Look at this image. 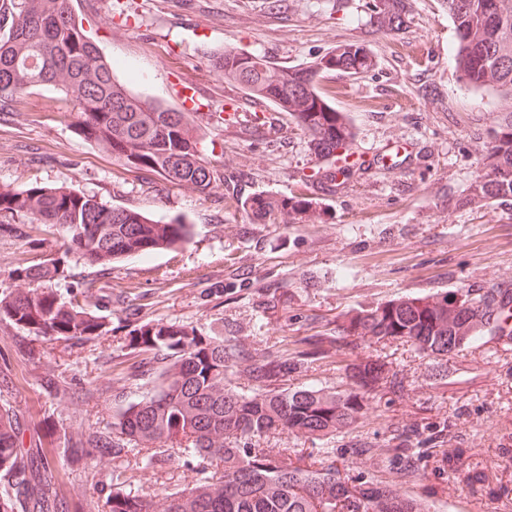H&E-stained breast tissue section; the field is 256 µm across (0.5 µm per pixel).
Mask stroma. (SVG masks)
I'll use <instances>...</instances> for the list:
<instances>
[{"mask_svg": "<svg viewBox=\"0 0 512 512\" xmlns=\"http://www.w3.org/2000/svg\"><path fill=\"white\" fill-rule=\"evenodd\" d=\"M372 0H73L74 13L117 65L132 93L174 104L177 76L203 85L212 111L251 102L225 82L214 63L243 49L295 67L347 42L366 44L373 65L357 77L332 74L319 89L351 120L362 161L335 192L318 181L328 164L288 113L265 133L209 126L227 182L204 195L149 171H127L102 147L82 140L71 117L44 87L25 112L0 115V186H66L110 207L134 209L166 224L194 226L175 248L106 266L65 256L56 228L18 219L0 223V293L14 289L15 269L52 258L64 275L50 281L65 299L102 316L106 331L88 341L35 336L0 321V406L15 411L26 433L44 416L67 426L108 428L123 379L139 357L129 332L144 321H171L203 336L224 332L250 354L288 358L292 338L336 331L350 309L440 289L512 284V199L489 201L471 187L487 166L491 138L511 104L458 79L454 25L438 0H409L407 27L368 34ZM111 24H103L106 10ZM302 193L314 201L302 220L256 224L241 198ZM402 371L406 395L371 401L357 428L322 442L270 435L255 448L305 449L353 478L379 476L433 504L437 512H512V347L489 340L462 347L455 369L432 385L427 360L409 346H341L316 356L290 387L346 384L344 366L377 359ZM54 375L59 390L40 388ZM445 425L418 472L403 476L348 454L351 441L388 444L406 427ZM138 452L116 465L62 470L61 496L78 492L85 512H106L113 471L133 490L182 488L197 473L176 461L141 468Z\"/></svg>", "mask_w": 512, "mask_h": 512, "instance_id": "35a3bbf8", "label": "stroma"}]
</instances>
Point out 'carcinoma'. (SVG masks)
<instances>
[{
  "instance_id": "1",
  "label": "carcinoma",
  "mask_w": 512,
  "mask_h": 512,
  "mask_svg": "<svg viewBox=\"0 0 512 512\" xmlns=\"http://www.w3.org/2000/svg\"><path fill=\"white\" fill-rule=\"evenodd\" d=\"M454 24L456 68L465 85L492 90L512 100V0H441ZM407 0H374L366 25L373 32H399ZM372 66L364 44L339 45L307 65L285 70L258 53L224 51L218 70L254 99L293 116L315 153L334 162L336 148L351 147L347 117L317 91L327 73L363 74ZM57 90L59 109L75 118L83 138L103 143L128 168L148 169L165 179L208 192L224 185V165L205 157L207 134L183 112L129 93L113 75L112 61L73 18L71 0H0V112H23L35 90ZM488 199L512 198V111L489 150L488 172L473 186ZM258 224H275L309 210L311 199L261 195L240 200ZM28 217L32 224L59 227L69 251L106 265L135 254L173 248L192 238L182 218L156 224L141 213L112 208L65 186H0V218ZM60 275L59 261L23 266L15 279L26 284L0 295V320L36 336L90 340L102 334V317L40 287ZM500 289L436 291L423 296L360 306L343 316L337 335L351 344L411 347L431 363V377H448L454 352L481 342L488 333ZM337 339L301 340L293 360L246 355L224 333L199 336L176 323L146 322L131 330L129 345L153 353L163 365L128 374L139 399L121 403L112 427L57 430L52 447H25L16 413L0 407V476L7 479L4 512H69L59 497L58 457L71 470L86 468L91 456L120 459L130 446L143 451L139 463L157 469L181 457L195 462L199 478L176 491L143 495L112 476L107 512H431L430 506L383 480L352 479L336 467V449L309 464L291 459L295 450L251 448L245 441L270 434L328 439L357 428L370 394L401 393L403 378L381 361L348 367L352 383L339 390L291 389L288 377ZM259 386L252 394L230 386L228 376ZM442 430L409 427L382 456L376 445L357 441L352 453L414 474L422 450L437 444Z\"/></svg>"
}]
</instances>
